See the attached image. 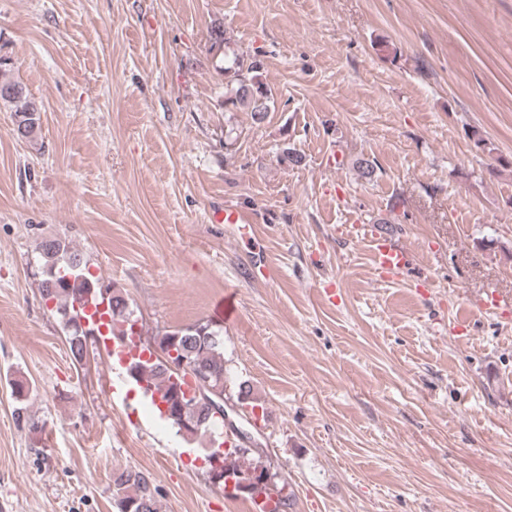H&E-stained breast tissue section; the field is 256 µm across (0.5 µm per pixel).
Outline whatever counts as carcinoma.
Here are the masks:
<instances>
[{
  "mask_svg": "<svg viewBox=\"0 0 512 512\" xmlns=\"http://www.w3.org/2000/svg\"><path fill=\"white\" fill-rule=\"evenodd\" d=\"M9 59L0 60V108L13 113V134L21 135V127L40 124L41 108L32 101L26 87L19 81L6 77ZM263 64L257 58L234 57L224 67L226 88L224 108L244 109L251 113L255 122H262L274 104L271 87L262 78ZM37 275L43 300L55 302L60 316L71 359L80 364L85 360L88 334L80 323L86 315L82 307L88 302L107 304L106 314L109 336L132 335V327L125 326L129 320L128 300L121 293L92 275L84 253L61 236H43L36 247ZM159 350L184 354L194 366L196 376L211 387L224 390V336L220 328L210 320L178 327L165 332L157 341ZM129 377L142 385L147 396H159L169 408L160 411V416L171 421L177 432L188 430L189 441L207 448L216 439L213 427L224 424V419L215 416L210 407L196 403L193 412L182 410L185 385L184 377L158 358L154 361L134 359L126 367ZM13 393L17 402L14 415L31 432H36L44 423L29 413L32 388L23 381L13 382ZM234 461L223 460L219 476L224 479L233 475L248 484L236 487V493L249 496L260 492L276 495L272 512H282L289 506V497L283 495L284 487L277 481V474L267 479L251 480L267 466L253 457L252 451L240 447L231 451ZM113 497L117 512H159L157 492L148 474L142 471L118 469L112 474Z\"/></svg>",
  "mask_w": 512,
  "mask_h": 512,
  "instance_id": "cac0c4a2",
  "label": "carcinoma"
}]
</instances>
